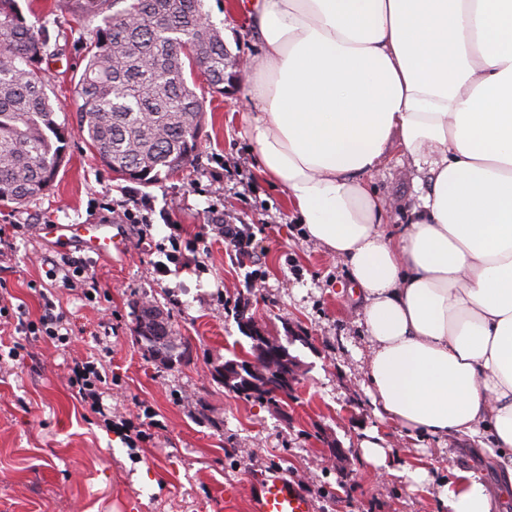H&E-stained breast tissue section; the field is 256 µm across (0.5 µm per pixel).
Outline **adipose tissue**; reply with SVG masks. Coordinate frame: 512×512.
Segmentation results:
<instances>
[{
  "mask_svg": "<svg viewBox=\"0 0 512 512\" xmlns=\"http://www.w3.org/2000/svg\"><path fill=\"white\" fill-rule=\"evenodd\" d=\"M261 41L245 133L297 223L345 260L364 384L408 437L486 436L512 494V0H239ZM428 178L398 234L365 177ZM448 512H491L458 468Z\"/></svg>",
  "mask_w": 512,
  "mask_h": 512,
  "instance_id": "1",
  "label": "adipose tissue"
}]
</instances>
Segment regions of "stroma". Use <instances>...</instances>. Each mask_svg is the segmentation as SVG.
Here are the masks:
<instances>
[{"label":"stroma","instance_id":"1","mask_svg":"<svg viewBox=\"0 0 512 512\" xmlns=\"http://www.w3.org/2000/svg\"><path fill=\"white\" fill-rule=\"evenodd\" d=\"M231 0H204L211 23L221 29L228 52L246 62L260 54L247 16L231 12ZM27 13L35 28L58 35L59 55L44 66L63 106L59 121L72 134L65 162L52 187L22 205L0 206L2 224H85L100 221L123 192L145 194L153 208L155 242L168 223L185 225L197 238L204 266L155 278L154 254L138 247L132 225H121L123 253L91 258L101 288L94 303L52 288L41 257L60 252L39 236L16 238L5 276L13 305L28 319L39 313L40 295L54 293L73 317L68 347L30 341L40 365L0 366V512H248L252 481L280 474L321 512H448L438 493L460 466L477 471L498 489L497 464L477 458L450 438L412 439L375 415L362 386L369 353L357 324L361 302L349 292L351 269L291 223L285 192L260 172L244 134L240 85L210 92L195 75L206 100L197 160L155 183L118 177L77 134L76 86L84 68L80 38L94 24L76 22L62 0H33ZM223 173L213 184V173ZM412 159L391 146L367 181L390 208L388 229L399 232L427 189ZM222 200L226 213L249 224L256 257L236 259L231 246L207 226V209ZM158 306L184 361L152 356L139 335L142 301ZM247 307L265 333L278 338L300 365L292 396L273 406L224 388L215 370L225 360L254 352L238 320ZM113 333L98 352L112 373L105 407L128 415L134 401L149 407L162 429L130 450L120 430H107L100 415L84 409L68 387L73 360L89 356L103 314ZM379 433L387 463L377 467L360 452L365 435ZM344 450L333 458V445ZM424 467L412 484L404 468Z\"/></svg>","mask_w":512,"mask_h":512}]
</instances>
